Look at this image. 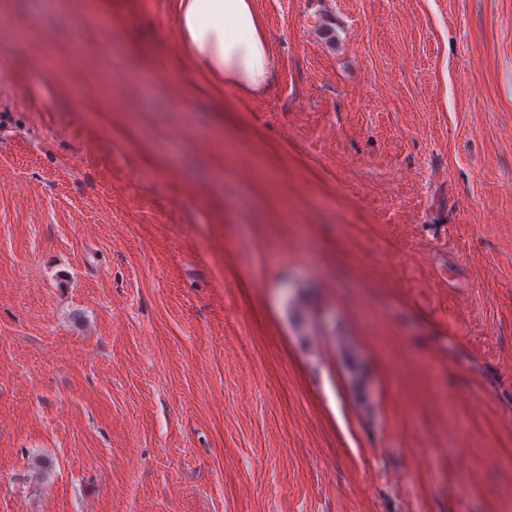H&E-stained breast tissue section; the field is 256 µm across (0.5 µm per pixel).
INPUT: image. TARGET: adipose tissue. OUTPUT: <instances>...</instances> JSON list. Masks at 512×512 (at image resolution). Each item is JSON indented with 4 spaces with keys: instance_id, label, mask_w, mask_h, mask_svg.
Segmentation results:
<instances>
[{
    "instance_id": "adipose-tissue-1",
    "label": "adipose tissue",
    "mask_w": 512,
    "mask_h": 512,
    "mask_svg": "<svg viewBox=\"0 0 512 512\" xmlns=\"http://www.w3.org/2000/svg\"><path fill=\"white\" fill-rule=\"evenodd\" d=\"M176 37L199 73L241 93L271 77V51L255 0H175Z\"/></svg>"
}]
</instances>
